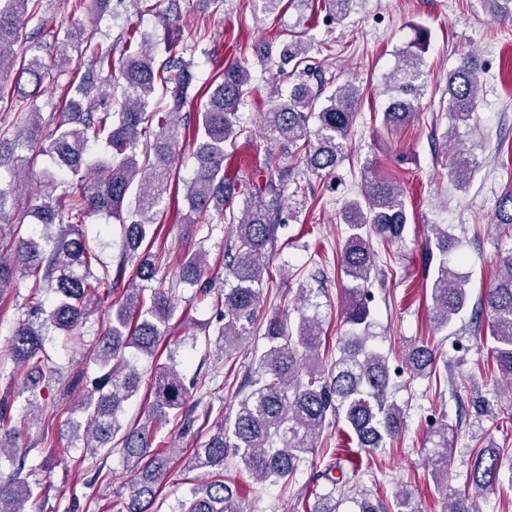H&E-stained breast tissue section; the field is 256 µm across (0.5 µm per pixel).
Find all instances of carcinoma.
<instances>
[{
	"label": "carcinoma",
	"instance_id": "obj_1",
	"mask_svg": "<svg viewBox=\"0 0 512 512\" xmlns=\"http://www.w3.org/2000/svg\"><path fill=\"white\" fill-rule=\"evenodd\" d=\"M40 0H0V82L12 81L8 93L0 87V103L7 112L27 117V132L13 139L0 132V222L19 208L16 189L30 171V151L47 154L54 170L39 179L30 215L35 223L55 225L58 232L44 237L19 239L13 252L0 254V286L17 277L32 278L25 319L18 323L9 341L6 357L12 373L20 374L29 392V409L38 407L42 393L50 391L56 378L48 366L44 336L50 329L71 333L79 329L95 300L109 302L111 311L100 346L93 353L100 375L89 381L78 402L85 423H75L74 436L84 441L92 457L103 460L119 449L132 472V490L125 512H154L160 484L173 457L152 448L157 430L182 416L189 425H207L212 409L194 416L185 409L189 388L176 365L160 361L164 342L161 327L172 317L174 303L169 288H146L156 280L158 264L150 254L160 224V206L171 198V173L179 152L180 137L192 138L193 176L183 183L188 204L184 221L208 223L213 215L232 226L233 244L224 255V299L217 302L218 330L224 347L239 344L255 324L262 295L264 272L276 240L277 229L300 212L305 193L295 184L285 191L292 172L269 167L262 185L241 191L227 173L230 155L225 146L243 129L238 111L250 93L251 77L238 62H229L209 81L199 83L193 63L171 55L155 65L152 44L136 38L134 23L120 33L121 59L114 63L113 46L89 43L90 63L77 84H67L62 118L44 121L37 106L45 88L58 81L72 64L64 52L44 61L26 56L31 39L25 19L34 15ZM328 17L341 24L356 11L360 0H325ZM495 20L512 17V0H486ZM109 0H74L73 10L101 15ZM427 34L419 32L412 48L402 51L384 86L389 104L384 112L388 127H402L414 116L415 102L423 94L426 78L421 52ZM311 45L293 35L280 41L277 78L294 77L288 98L276 99L264 113L269 139L282 154L297 158L306 171L330 175L346 158L350 148L358 91L349 84L336 87L319 104L323 90L308 83ZM483 66L472 54H463L448 72V116L452 129L473 120L479 100ZM201 100L193 126L182 124L183 110ZM316 127H311V120ZM105 141L110 152L91 160L89 143ZM475 157L459 147L450 158L448 175L459 187L469 183ZM103 213L117 221L124 232V250L115 275L96 273L101 263L84 232L86 218ZM341 220L347 236L340 252L344 286L345 322L349 325L339 356L327 366L322 350V328L316 316L300 313L296 327L272 320L265 336L270 345L257 358V378L245 379L251 390L238 402L232 418L218 420L214 432L190 451L186 468L202 470L208 479L195 483L178 500L175 512H235L231 487L224 482V462L237 460L256 483L287 484L294 479L305 455L315 451L321 432L332 423H343L346 434L359 448L376 450L385 438L398 434L405 410L390 400L391 367L388 357L374 344L375 313L368 290L375 276L372 240L392 244L403 238L407 212L396 182L363 169L360 197L345 202ZM491 224L503 242H512V187L496 202ZM425 246V267L434 253L441 259L431 282L432 320L436 330L448 328L463 312L487 311L492 317L491 357L500 375L512 385V246L500 252L495 283L475 305H470L465 280L448 267V249L453 239L448 225H430ZM137 260L135 275L119 288L126 265ZM206 254L188 251L180 260L179 280L207 295L213 288L204 277ZM53 294L51 309L40 298ZM146 356L155 362L153 399L144 420L124 425V403L140 389L137 368L126 357ZM401 371L412 377L437 373L433 346L424 341L409 345L402 355ZM27 414L13 412L8 397L0 398V425L25 426ZM438 440L431 458L432 475L448 483V421L441 417ZM26 451L6 444L0 437V463L14 465L8 480L0 484V512H29L28 504L44 495L39 483L24 474ZM501 450L477 448L470 465L468 485L473 492L451 490L445 496L444 512H483L480 495L499 481ZM329 491L318 496L313 512H338L336 493L345 491L344 476H326ZM358 512H420L414 495L402 491L392 504L368 494L357 500Z\"/></svg>",
	"mask_w": 512,
	"mask_h": 512
}]
</instances>
